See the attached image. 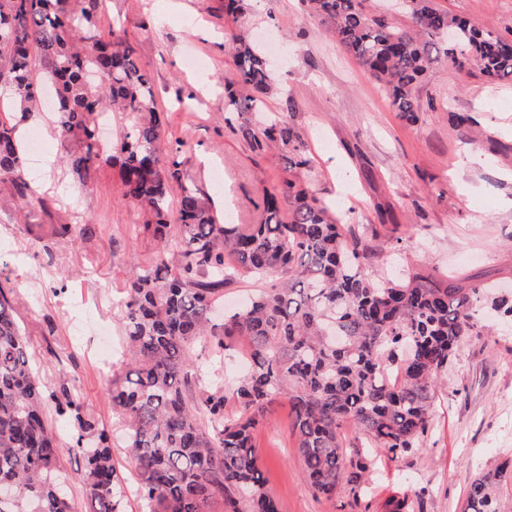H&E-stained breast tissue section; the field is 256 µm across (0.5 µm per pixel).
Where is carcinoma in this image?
<instances>
[{
    "label": "carcinoma",
    "mask_w": 512,
    "mask_h": 512,
    "mask_svg": "<svg viewBox=\"0 0 512 512\" xmlns=\"http://www.w3.org/2000/svg\"><path fill=\"white\" fill-rule=\"evenodd\" d=\"M330 25L342 49L379 81L408 121L419 108L414 86L442 59L475 65L490 84L512 81V39L437 8L405 0L402 28L365 12L359 0H303ZM456 41L448 44V31ZM235 79L224 96L238 111H258L271 89L265 53L233 36ZM55 89L54 132L75 144L65 162L84 186L101 166L117 169L122 196L145 213L143 232L157 244L153 262L131 272L124 300L127 369L108 389L126 419L146 512H280L267 488L254 431L272 408L288 402L296 448L309 485L327 500L364 491L366 459L342 445L345 425L373 448L406 452L428 428L439 373L477 329L488 286L439 281L413 271L394 283L374 278L373 247L346 241L338 207L318 198L297 175L262 187L259 224H224L178 156L150 78L138 66L122 26L104 35L85 0H0V83L13 111L0 113V192L27 207L41 202L25 174L21 124L39 112L44 83ZM104 112L133 123L104 153L97 135ZM243 136L252 151L288 152L293 171L311 168L308 149L286 121ZM176 218H171L172 198ZM94 233L55 224L52 235ZM177 240V250L169 241ZM240 273L262 282L243 307L212 321L210 309ZM242 339L251 369L235 387L240 412L224 416V390L207 387L194 348L225 350ZM33 371L30 342L0 288V485L14 495L0 512H73L57 496L63 455L73 458L89 500L87 512H123L112 437L64 380L47 395L74 429L64 446L45 420L46 396ZM512 483L503 467L473 483L465 512H509L499 489Z\"/></svg>",
    "instance_id": "carcinoma-1"
}]
</instances>
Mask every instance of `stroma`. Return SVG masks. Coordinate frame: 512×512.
<instances>
[{"label":"stroma","mask_w":512,"mask_h":512,"mask_svg":"<svg viewBox=\"0 0 512 512\" xmlns=\"http://www.w3.org/2000/svg\"><path fill=\"white\" fill-rule=\"evenodd\" d=\"M449 14L483 29L512 34V0H435ZM99 31L125 27L141 70L151 79L168 130L194 151L182 166L229 224H256L258 188L288 175V154L251 150L243 128L274 119L293 125L308 146L314 192L344 213L346 237L392 238L373 268L390 278L408 271L496 284L512 303V83L491 87L476 66L438 65L415 90L420 112L409 122L383 88L327 35L300 0H244L237 25L224 21V0H86ZM244 29L274 51L273 91L263 111L230 113L224 84L235 73L232 35ZM206 63L184 69L186 54ZM462 112L472 126H456ZM44 151L31 182L45 207L19 214L0 193V288L32 344L46 390L66 379L112 435L113 463L126 488L125 512H143L125 421L107 389L124 372V286L146 267L157 245L137 229L142 209L125 199L116 169L91 185L71 178L69 150L53 133V113L25 124ZM92 222L93 236L56 238L55 224ZM250 349L235 341L215 376L227 393L224 413L240 407L231 391ZM268 486L280 512H385L391 498L408 512H461L474 479L512 459V318L499 316L491 335L471 336L441 371L429 427L417 448L394 454L369 447L353 429L348 448L366 449L369 487L360 497L317 499L288 427V407L274 408L255 431Z\"/></svg>","instance_id":"stroma-1"}]
</instances>
